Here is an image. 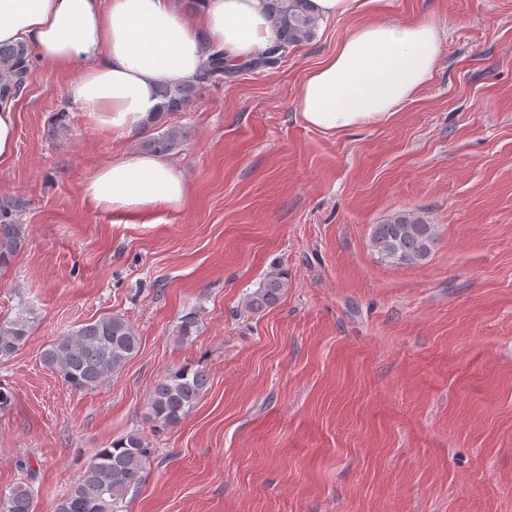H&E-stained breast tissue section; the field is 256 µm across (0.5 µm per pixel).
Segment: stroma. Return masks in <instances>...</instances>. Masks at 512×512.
Masks as SVG:
<instances>
[{
    "instance_id": "obj_1",
    "label": "stroma",
    "mask_w": 512,
    "mask_h": 512,
    "mask_svg": "<svg viewBox=\"0 0 512 512\" xmlns=\"http://www.w3.org/2000/svg\"><path fill=\"white\" fill-rule=\"evenodd\" d=\"M388 16L440 35L412 100L370 126H307L301 85L358 23L321 21L276 65H237L163 116L185 134L167 160L188 198L150 224L83 192L148 132L102 136L68 109L69 76L33 65L0 162V202L22 201L27 226L0 267V317H35L0 359V491L29 458L51 512L137 430L155 454L125 512H512V0H390ZM405 210L438 242L424 263L382 264L372 227ZM275 266L287 291L246 310ZM113 313L140 337L118 376L82 392L43 365L50 341ZM184 366L207 390L154 431L149 394Z\"/></svg>"
}]
</instances>
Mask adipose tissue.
<instances>
[{"instance_id": "adipose-tissue-1", "label": "adipose tissue", "mask_w": 512, "mask_h": 512, "mask_svg": "<svg viewBox=\"0 0 512 512\" xmlns=\"http://www.w3.org/2000/svg\"><path fill=\"white\" fill-rule=\"evenodd\" d=\"M321 19L373 13L305 78L301 117L323 131L384 119L431 78L439 34L428 21L395 23L389 0H310ZM205 26L228 64L251 61L273 44L263 0H0V44L24 42L34 61L73 73L66 94L101 133L141 132L160 85L193 80L205 56L196 39ZM86 198L112 213L150 223L160 208L180 207L187 184L155 154L126 153L84 183Z\"/></svg>"}]
</instances>
